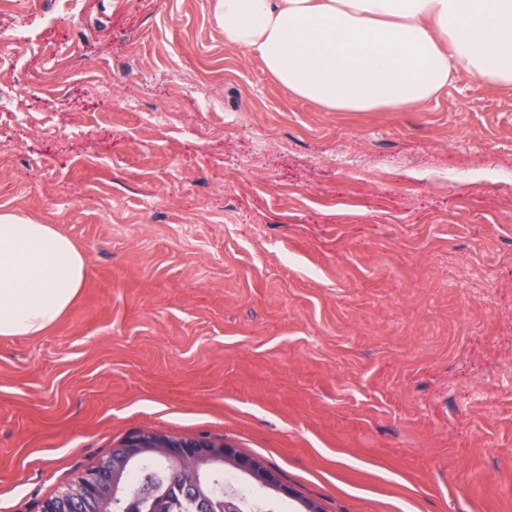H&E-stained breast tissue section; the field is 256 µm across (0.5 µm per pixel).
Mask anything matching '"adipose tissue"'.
Wrapping results in <instances>:
<instances>
[{
  "label": "adipose tissue",
  "mask_w": 512,
  "mask_h": 512,
  "mask_svg": "<svg viewBox=\"0 0 512 512\" xmlns=\"http://www.w3.org/2000/svg\"><path fill=\"white\" fill-rule=\"evenodd\" d=\"M224 43L295 96L340 112L421 106L455 70L512 84V0H218ZM89 259L54 225L0 214V336H37Z\"/></svg>",
  "instance_id": "1"
}]
</instances>
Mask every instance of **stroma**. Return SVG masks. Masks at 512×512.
I'll list each match as a JSON object with an SVG mask.
<instances>
[{"instance_id": "1", "label": "stroma", "mask_w": 512, "mask_h": 512, "mask_svg": "<svg viewBox=\"0 0 512 512\" xmlns=\"http://www.w3.org/2000/svg\"><path fill=\"white\" fill-rule=\"evenodd\" d=\"M216 6L0 0V214L89 257L0 337V512L142 431L261 460L278 512H512V85L328 111Z\"/></svg>"}]
</instances>
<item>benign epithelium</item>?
Returning a JSON list of instances; mask_svg holds the SVG:
<instances>
[{"mask_svg": "<svg viewBox=\"0 0 512 512\" xmlns=\"http://www.w3.org/2000/svg\"><path fill=\"white\" fill-rule=\"evenodd\" d=\"M163 461L167 469L186 473L201 499L208 498L214 479L230 464L275 498L291 494L278 474L261 461L240 456L222 442L178 439L153 432L129 437L103 462L43 502L41 512H112L113 499L127 493L128 477L144 458Z\"/></svg>", "mask_w": 512, "mask_h": 512, "instance_id": "obj_1", "label": "benign epithelium"}]
</instances>
